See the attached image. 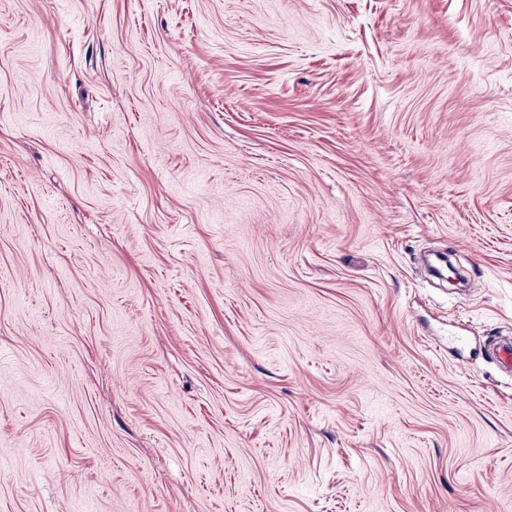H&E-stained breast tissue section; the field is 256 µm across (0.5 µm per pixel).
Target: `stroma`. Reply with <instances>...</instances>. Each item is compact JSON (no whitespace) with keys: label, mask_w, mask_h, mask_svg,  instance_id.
<instances>
[{"label":"stroma","mask_w":512,"mask_h":512,"mask_svg":"<svg viewBox=\"0 0 512 512\" xmlns=\"http://www.w3.org/2000/svg\"><path fill=\"white\" fill-rule=\"evenodd\" d=\"M512 0H0V512H512ZM490 354L501 370L512 373V338L492 340Z\"/></svg>","instance_id":"stroma-1"}]
</instances>
